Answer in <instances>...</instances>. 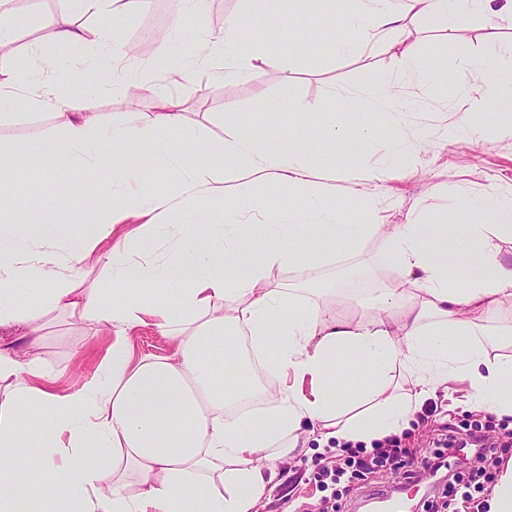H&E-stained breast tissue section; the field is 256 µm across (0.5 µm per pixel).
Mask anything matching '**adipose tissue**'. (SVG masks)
Returning a JSON list of instances; mask_svg holds the SVG:
<instances>
[{"label":"adipose tissue","instance_id":"1","mask_svg":"<svg viewBox=\"0 0 512 512\" xmlns=\"http://www.w3.org/2000/svg\"><path fill=\"white\" fill-rule=\"evenodd\" d=\"M84 14L102 16L89 30L40 19L59 45L86 52L112 84L123 83L136 57L111 17L119 0H71ZM336 50L352 54L370 46L386 55L389 77L365 92L382 107V126L349 129L324 122L321 143L352 138L367 153L347 174L351 195L365 211L360 222L342 220L332 206V188L316 180L307 162L308 146L282 149L271 127H228L221 165L200 166L176 157L170 139L185 130L179 99L153 83V111L103 123L95 110L97 88L82 103L69 90V63L50 60L46 76L32 82L24 68L0 65V108L24 104L53 110L60 128L44 154L60 184L70 170L115 165L137 171L106 184L99 223L79 246L61 245V235L31 224L25 235L0 225V333L40 343L44 319L61 310L71 318L110 332L112 342L91 380L60 395L38 358L0 344V512H17L35 497L53 512H256L275 477L273 462L308 441L371 442L410 429L418 407L437 388L467 386L471 407L500 419L512 418V360L490 358L478 340L480 322L512 306V258L499 243L512 240V190L494 194L487 205L466 208L465 224H428L408 210L401 224L375 188L395 169H406L418 147L431 145L425 129L402 127L399 119L436 90L448 74L441 62H426L419 50L418 24L428 20L458 32L472 16L486 22L512 15V0L491 8V0H346ZM223 56L224 76L258 72L286 74L281 57L246 41L239 18L223 31L204 35ZM472 75L467 109L444 103L452 120L442 138L482 139V117L494 115V132L512 139V73L503 71L497 51L475 62L468 42L448 45ZM151 147L157 165L174 174L166 192H150L148 173L137 154ZM301 190L305 204L287 215L262 212L252 194L237 186L240 173ZM225 200L224 218L212 228L207 247L195 245L192 227L169 224L179 211L194 215L205 198ZM179 240L176 258L166 264L132 261V244H152L165 233ZM381 237L383 256L398 285L379 289L343 316L299 293L273 287L274 267L303 264L318 247L341 242L357 248ZM260 243L249 253L246 239ZM104 265L113 291L87 278ZM24 284L41 285L31 303L18 304ZM148 291L122 301V287ZM151 327L171 336L166 357L136 358L132 328ZM276 384L257 387L245 363L241 340ZM358 355L363 371L354 390L336 377V357ZM406 372L407 389L393 382L396 367ZM262 410H249L255 396ZM111 455V467L100 457Z\"/></svg>","mask_w":512,"mask_h":512}]
</instances>
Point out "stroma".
Returning a JSON list of instances; mask_svg holds the SVG:
<instances>
[{"mask_svg":"<svg viewBox=\"0 0 512 512\" xmlns=\"http://www.w3.org/2000/svg\"><path fill=\"white\" fill-rule=\"evenodd\" d=\"M265 0H208L205 10L186 14L184 0H136L115 18L120 35L136 48L139 63L149 64L162 47H170V67L158 78L167 90L183 102L187 118L184 135L173 139L175 150L189 154L198 163H217L216 147L224 135V119L244 128L274 123L284 146L315 142L321 122L330 120L353 128L376 122L373 108L362 98L363 89L386 74V56L372 48L351 55L337 54L332 35L312 37V28L332 24L336 15L326 0H280L278 8L289 19L278 38L267 41L262 28L253 22L244 27V35L252 41H267L271 52L282 55L292 78L281 81L272 73H257L248 78L227 81L219 76L222 62L209 55L206 46L186 38V31L201 33L220 31L232 17L246 14L254 19L263 14ZM53 13L65 20L87 28L95 27L97 17L64 12L61 0H14L11 21L18 31V46L35 45L29 56L31 70H39L46 59L67 56L68 50L56 44L50 33L40 30L39 15ZM475 57H482L490 47L512 45V19L497 20L487 25L482 17H473L463 32ZM138 75L129 76L117 92L102 94L98 110L106 118L118 120L130 111H151L153 101L144 97L134 99L133 88L139 87ZM277 101H298L306 105L304 113L280 112L270 117L268 110ZM57 132V121L51 110H29L18 106L0 111V148L11 149L18 142L27 143V150L14 160L8 181L19 194L16 200L0 205V223L60 224L69 229L72 237H80L87 225L96 223L105 202L96 192L97 184L114 176L113 168L96 171L74 168L71 174V200L67 205L50 203L56 193L54 171L40 159L41 144ZM204 137L208 149L197 148L196 137ZM364 157L360 147L339 141L311 151L309 163L315 174L334 175L360 167ZM410 174L392 171L380 190L384 202L392 208L393 223L405 220L409 208H417L434 218H447L449 223L465 221L463 205L453 192L455 186H466L476 205H486L498 188L512 186V139L492 136L477 143L461 141L449 144L437 141L434 152L419 153L410 163ZM380 237L365 241L351 251L336 245L335 261L322 264L309 256L295 268H275L270 272L273 284L284 289H305L310 299H321L323 289H332L329 303L341 315L353 313L352 300L356 294L349 282H337V274L355 269L361 274L362 293L370 296L387 287L395 278L394 272L378 260ZM109 337L94 333L86 324L55 312L50 316L47 334L33 351L51 370L53 389L67 394L81 388L93 375L104 358ZM426 407L432 415L416 414L412 428L404 437L407 444L427 447L436 429L450 423L455 428L473 423L477 415L468 409L464 392L440 390L429 397ZM330 450L306 448L301 452L275 461V479L266 497L259 503L258 512H292L296 503L305 501L320 504L322 491L313 479L315 465L330 457ZM397 480L394 476H369L359 481L342 512H379L381 499L393 495Z\"/></svg>","mask_w":512,"mask_h":512,"instance_id":"35a3bbf8","label":"stroma"}]
</instances>
